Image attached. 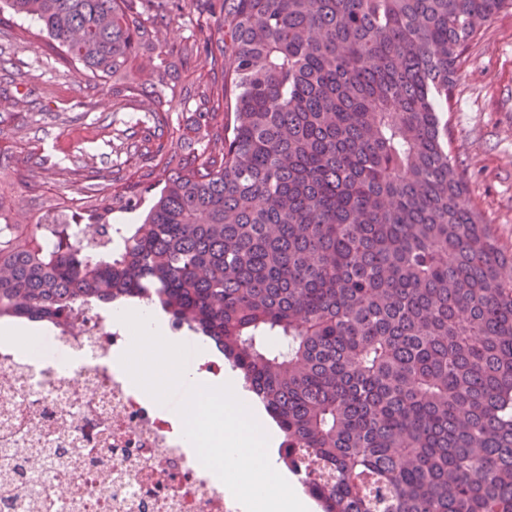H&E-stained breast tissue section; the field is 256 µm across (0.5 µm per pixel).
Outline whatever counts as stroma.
<instances>
[{
	"instance_id": "1",
	"label": "stroma",
	"mask_w": 512,
	"mask_h": 512,
	"mask_svg": "<svg viewBox=\"0 0 512 512\" xmlns=\"http://www.w3.org/2000/svg\"><path fill=\"white\" fill-rule=\"evenodd\" d=\"M199 8L185 0L182 15L165 30L167 48L180 51L203 39ZM0 57L33 76L31 105H20L12 87L0 86V165L24 172L28 157H46L39 191L15 187L12 197L23 223H33L45 201L80 196L63 164L89 169L115 165L127 172L139 156L119 149L128 134L152 137L144 121L150 103L124 104L111 92H88L84 75L50 55L33 20L0 16ZM448 149L468 186L469 199L490 224L501 245L512 252V10L500 12L466 51L448 112Z\"/></svg>"
}]
</instances>
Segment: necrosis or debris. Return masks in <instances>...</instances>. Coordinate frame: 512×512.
I'll list each match as a JSON object with an SVG mask.
<instances>
[{
  "mask_svg": "<svg viewBox=\"0 0 512 512\" xmlns=\"http://www.w3.org/2000/svg\"><path fill=\"white\" fill-rule=\"evenodd\" d=\"M130 345L96 307L46 352L0 339V451L51 459L35 482L0 488V512H239L186 446L182 420L121 366Z\"/></svg>",
  "mask_w": 512,
  "mask_h": 512,
  "instance_id": "obj_1",
  "label": "necrosis or debris"
}]
</instances>
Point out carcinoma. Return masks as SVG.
<instances>
[{"label": "carcinoma", "mask_w": 512, "mask_h": 512, "mask_svg": "<svg viewBox=\"0 0 512 512\" xmlns=\"http://www.w3.org/2000/svg\"><path fill=\"white\" fill-rule=\"evenodd\" d=\"M202 2L215 29L176 57L178 0H0L88 84L153 99L156 129L195 102L176 146L127 144L142 170H67L94 237L44 223L56 208L13 221L0 187V319L152 304L221 348L321 512H512V253L442 117L512 0ZM198 55L223 84H186ZM98 179L117 189L89 205ZM154 189L141 223H112ZM35 473L7 463L0 483Z\"/></svg>", "instance_id": "obj_1"}]
</instances>
